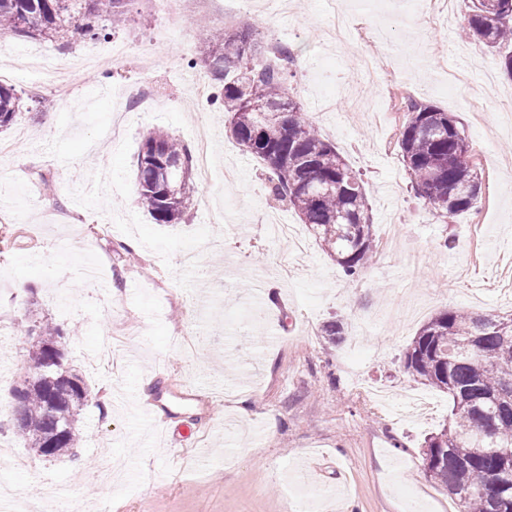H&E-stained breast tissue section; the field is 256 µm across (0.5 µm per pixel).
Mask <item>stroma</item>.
Wrapping results in <instances>:
<instances>
[{"instance_id": "35a3bbf8", "label": "stroma", "mask_w": 512, "mask_h": 512, "mask_svg": "<svg viewBox=\"0 0 512 512\" xmlns=\"http://www.w3.org/2000/svg\"><path fill=\"white\" fill-rule=\"evenodd\" d=\"M344 7L359 27L344 51L326 38V0H293L259 41L296 52L287 87L303 107L333 101L311 119L360 174L374 235L401 228L355 280L313 236L299 263L257 223L265 211L299 218L226 134L222 109L191 89L203 66L190 20L212 15L202 0H185L173 23L151 0H129L125 23L97 42L104 63L84 71L81 95L45 88L0 130L11 147L0 204L17 218L0 223V439L25 460L0 463V483L32 494L40 512H291L298 501L309 512H449L423 450L451 401L414 381L404 355L443 310L512 315L502 275L512 261V125L493 93L512 79L460 24L419 18L409 0ZM1 44L18 60L10 83L22 93L38 77L34 49L64 65L88 46L9 32ZM366 56L383 67L362 88ZM142 85L154 93L148 110L129 97ZM407 98L455 116L482 181L476 209L446 219L411 190L398 143ZM121 111L130 118L120 141L103 140ZM157 126L189 145L206 128L216 170L236 166L199 184L177 224L154 223L137 199L142 136ZM45 180L54 191H42ZM212 211L222 223L209 222ZM334 319L344 324L336 345L322 332ZM45 320L67 332L66 366L98 395L81 412L77 446L54 458L13 429L12 390ZM182 391L191 402L176 401ZM328 458L347 478L319 492L302 472Z\"/></svg>"}]
</instances>
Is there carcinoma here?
<instances>
[{"instance_id":"obj_1","label":"carcinoma","mask_w":512,"mask_h":512,"mask_svg":"<svg viewBox=\"0 0 512 512\" xmlns=\"http://www.w3.org/2000/svg\"><path fill=\"white\" fill-rule=\"evenodd\" d=\"M127 0H0V31L26 39L63 41L72 31L91 42L125 20ZM259 25L200 26L214 97L222 101L230 137L269 174L270 192L308 225L321 247L353 279L375 254L369 204L362 179L336 147L324 140L301 105L288 94L286 70L263 63ZM465 37L501 52L512 42V0H472ZM25 105L0 82V129ZM399 147L412 187L427 208L454 218L477 207L481 181L471 146L455 117L411 102ZM138 199L157 224L179 223L196 192L187 144L151 129L138 154ZM64 334L44 323L30 350L31 368L62 361ZM413 378L448 393V428L427 438L423 463L448 489L462 512H512V318L444 310L422 325L404 360ZM95 394L78 375L53 376L26 393L14 419L16 433L43 456H58L79 439L77 423ZM482 489L467 498L475 483Z\"/></svg>"}]
</instances>
